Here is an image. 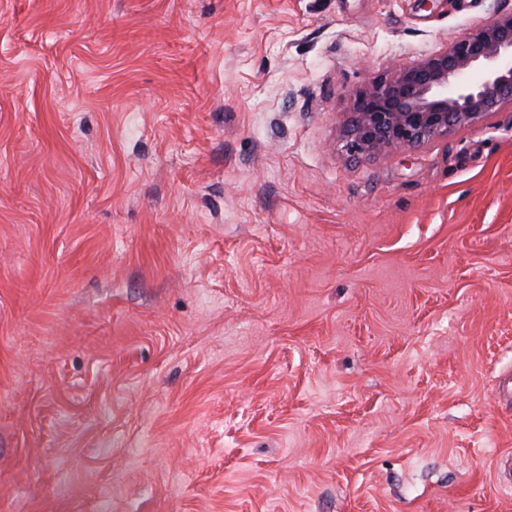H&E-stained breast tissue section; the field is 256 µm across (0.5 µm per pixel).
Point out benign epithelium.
<instances>
[{
  "mask_svg": "<svg viewBox=\"0 0 512 512\" xmlns=\"http://www.w3.org/2000/svg\"><path fill=\"white\" fill-rule=\"evenodd\" d=\"M346 151L420 146L512 105V12L498 13L424 58L349 94Z\"/></svg>",
  "mask_w": 512,
  "mask_h": 512,
  "instance_id": "benign-epithelium-1",
  "label": "benign epithelium"
}]
</instances>
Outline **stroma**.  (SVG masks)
Returning <instances> with one entry per match:
<instances>
[{
	"mask_svg": "<svg viewBox=\"0 0 512 512\" xmlns=\"http://www.w3.org/2000/svg\"><path fill=\"white\" fill-rule=\"evenodd\" d=\"M512 0H0V512H512V107L343 149Z\"/></svg>",
	"mask_w": 512,
	"mask_h": 512,
	"instance_id": "obj_1",
	"label": "stroma"
}]
</instances>
